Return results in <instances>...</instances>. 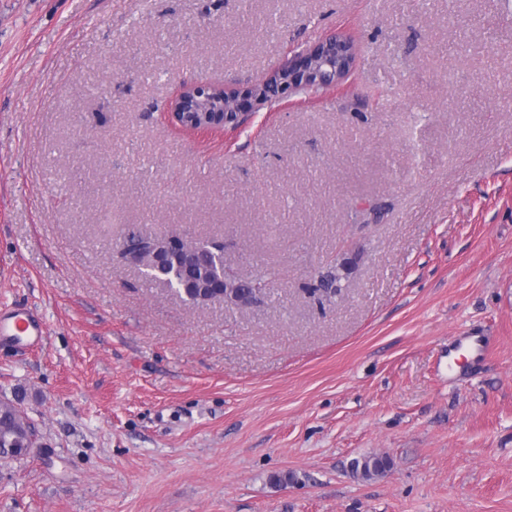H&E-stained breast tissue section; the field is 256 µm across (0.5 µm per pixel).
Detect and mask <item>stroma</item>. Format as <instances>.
<instances>
[{
	"mask_svg": "<svg viewBox=\"0 0 512 512\" xmlns=\"http://www.w3.org/2000/svg\"><path fill=\"white\" fill-rule=\"evenodd\" d=\"M332 34L335 88L170 118ZM130 231L223 240L265 286L190 303ZM2 305L46 337L0 341L42 444L0 461V512H512V0H0ZM391 461L388 457L371 455L353 461V468L355 473L358 472L364 478H372L374 476L382 475L390 469Z\"/></svg>",
	"mask_w": 512,
	"mask_h": 512,
	"instance_id": "obj_1",
	"label": "stroma"
}]
</instances>
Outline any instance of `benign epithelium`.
<instances>
[{
  "label": "benign epithelium",
  "instance_id": "1",
  "mask_svg": "<svg viewBox=\"0 0 512 512\" xmlns=\"http://www.w3.org/2000/svg\"><path fill=\"white\" fill-rule=\"evenodd\" d=\"M355 61L353 44L347 37L329 35L294 53L272 74L243 90H216L211 83H199L180 91L170 103L172 120L185 129L205 131L226 124L237 125L252 112L268 106L286 93L335 86L349 73ZM205 252L199 240L184 234L139 235L137 247L121 243V257L141 273L160 269L169 261L185 265L197 262ZM200 296L194 302H217L240 306L237 285L202 274L196 282Z\"/></svg>",
  "mask_w": 512,
  "mask_h": 512
}]
</instances>
